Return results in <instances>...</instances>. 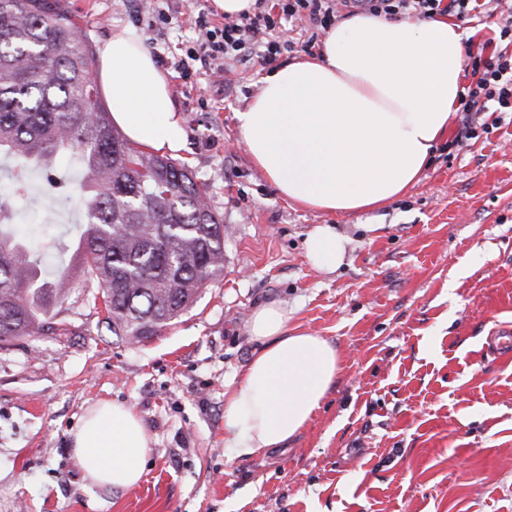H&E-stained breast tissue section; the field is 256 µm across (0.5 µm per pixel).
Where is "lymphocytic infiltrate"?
Wrapping results in <instances>:
<instances>
[{"label": "lymphocytic infiltrate", "instance_id": "1", "mask_svg": "<svg viewBox=\"0 0 512 512\" xmlns=\"http://www.w3.org/2000/svg\"><path fill=\"white\" fill-rule=\"evenodd\" d=\"M358 8L375 15L393 18L409 15L419 19L434 17L441 12L470 18L477 10L478 0H255L254 13L225 17L223 27L206 29L197 50L188 54L202 67L220 70L225 60L242 64L266 66L277 60L283 51L292 49L291 41L283 39L284 22L302 21L311 30L307 47H314L316 32H327L339 18L341 8ZM468 69L472 81L461 96L466 114L461 137L476 136L473 116L495 109L512 112V53L492 51L491 54L470 55Z\"/></svg>", "mask_w": 512, "mask_h": 512}]
</instances>
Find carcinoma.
I'll return each mask as SVG.
<instances>
[{
    "label": "carcinoma",
    "instance_id": "cac0c4a2",
    "mask_svg": "<svg viewBox=\"0 0 512 512\" xmlns=\"http://www.w3.org/2000/svg\"><path fill=\"white\" fill-rule=\"evenodd\" d=\"M93 52L52 0H0V156L23 165L0 188V341L45 331L46 313L68 296L60 264L37 283L46 260L9 217L28 174L55 173L77 157L79 182L61 180L83 210V277L101 295L114 336L138 340L179 318L224 268V217L184 164L134 147L116 129L90 79Z\"/></svg>",
    "mask_w": 512,
    "mask_h": 512
}]
</instances>
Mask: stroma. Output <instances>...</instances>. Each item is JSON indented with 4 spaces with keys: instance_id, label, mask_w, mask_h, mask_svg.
<instances>
[{
    "instance_id": "1",
    "label": "stroma",
    "mask_w": 512,
    "mask_h": 512,
    "mask_svg": "<svg viewBox=\"0 0 512 512\" xmlns=\"http://www.w3.org/2000/svg\"><path fill=\"white\" fill-rule=\"evenodd\" d=\"M91 47L131 30L166 76L185 141L175 153L224 217V270L158 335L112 336L76 280L54 326L0 342V512H512V114L482 112L455 143L453 118L420 181L384 208L335 215L283 199L251 162L236 112L266 70L229 60L224 82L175 64L201 40L213 0H60ZM19 224L71 243L74 197L31 175ZM320 224L349 235L345 262L313 268ZM278 301L288 328L327 340L339 371L287 447L238 456L224 395L258 344L253 309ZM130 407L150 434L131 489L90 484L72 436L88 408Z\"/></svg>"
}]
</instances>
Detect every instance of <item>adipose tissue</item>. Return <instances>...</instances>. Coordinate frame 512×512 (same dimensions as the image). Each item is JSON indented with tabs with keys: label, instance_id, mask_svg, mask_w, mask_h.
Wrapping results in <instances>:
<instances>
[{
	"label": "adipose tissue",
	"instance_id": "ef3b65f1",
	"mask_svg": "<svg viewBox=\"0 0 512 512\" xmlns=\"http://www.w3.org/2000/svg\"><path fill=\"white\" fill-rule=\"evenodd\" d=\"M465 32L442 18L391 21L370 13L331 28L313 56L263 76L237 113L249 157L280 196L330 214L383 207L418 183L437 139L460 107ZM95 79L112 120L133 142L171 153L185 130L152 54L130 30L98 49ZM349 238L329 224L304 241L308 262L336 270ZM259 348L224 402L235 454L278 448L319 408L338 371L322 337L288 330V310L256 308ZM151 438L134 411L102 402L73 436V456L94 485L128 489L144 475Z\"/></svg>",
	"mask_w": 512,
	"mask_h": 512
}]
</instances>
